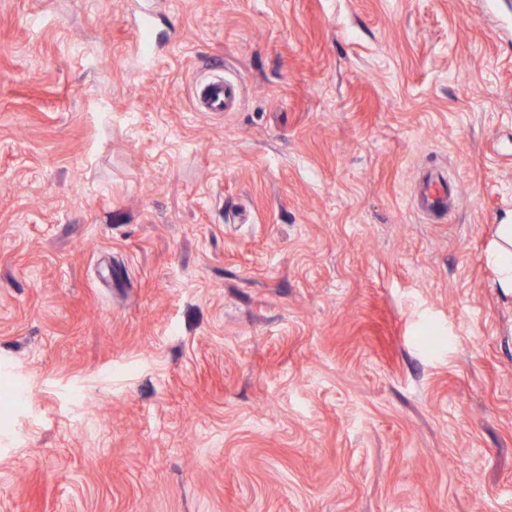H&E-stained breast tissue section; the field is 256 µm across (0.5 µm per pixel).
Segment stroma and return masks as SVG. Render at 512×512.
Here are the masks:
<instances>
[{"label": "stroma", "instance_id": "35a3bbf8", "mask_svg": "<svg viewBox=\"0 0 512 512\" xmlns=\"http://www.w3.org/2000/svg\"><path fill=\"white\" fill-rule=\"evenodd\" d=\"M138 2L0 0V512H512V0ZM196 94L203 111L229 112L240 99V87L224 77L213 78L200 83ZM512 215L502 216L497 226L499 238L493 255V264L497 271V287L504 293H512Z\"/></svg>", "mask_w": 512, "mask_h": 512}]
</instances>
